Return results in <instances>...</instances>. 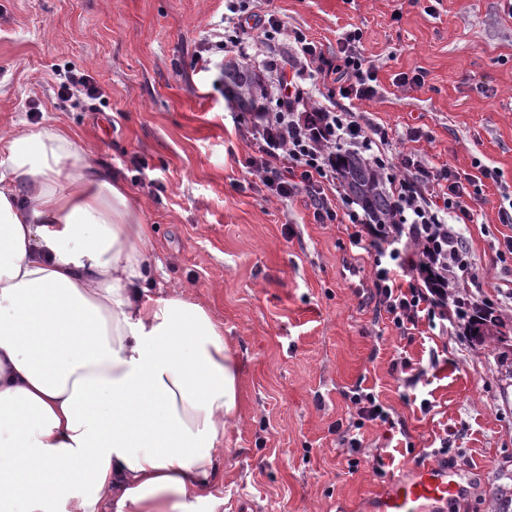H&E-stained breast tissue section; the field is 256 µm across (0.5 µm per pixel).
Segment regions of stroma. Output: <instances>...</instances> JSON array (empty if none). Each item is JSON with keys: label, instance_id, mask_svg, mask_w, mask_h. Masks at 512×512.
Returning a JSON list of instances; mask_svg holds the SVG:
<instances>
[{"label": "stroma", "instance_id": "obj_1", "mask_svg": "<svg viewBox=\"0 0 512 512\" xmlns=\"http://www.w3.org/2000/svg\"><path fill=\"white\" fill-rule=\"evenodd\" d=\"M505 0H267L289 30L332 53L363 32L379 67L365 109L392 131L420 127L429 166L453 163L485 182L469 243L475 304H498L512 272L496 251L498 184L512 187V13ZM224 0H0V130L17 121L75 131L129 189L151 226V294L186 285L224 324L239 357L240 418L224 439L215 512H370L390 480L447 448L474 474L438 512H495L512 491V385L495 352L473 346L464 322L401 336L378 312L374 256L342 224H320L307 197L264 198L244 186L248 151L239 111L224 97L222 57L193 60ZM102 95L61 97L68 70ZM422 71L421 86L396 84ZM406 360L409 371L395 370ZM369 388L405 425L365 423L358 448L340 432L349 396ZM358 468L349 471L347 461ZM383 474H376L377 461Z\"/></svg>", "mask_w": 512, "mask_h": 512}]
</instances>
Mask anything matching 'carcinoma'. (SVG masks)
Listing matches in <instances>:
<instances>
[{"mask_svg": "<svg viewBox=\"0 0 512 512\" xmlns=\"http://www.w3.org/2000/svg\"><path fill=\"white\" fill-rule=\"evenodd\" d=\"M258 89L259 78L250 69L237 61L224 63V96L233 101L240 110L252 101ZM336 179L346 196L364 206L371 223L385 226L394 224L397 215L386 191L382 173L364 156L336 147ZM445 288L444 299L455 307L458 317L465 321L469 337L479 345L490 346L505 358L503 336L512 333V324L496 308L485 305L474 307L466 295Z\"/></svg>", "mask_w": 512, "mask_h": 512, "instance_id": "1", "label": "carcinoma"}]
</instances>
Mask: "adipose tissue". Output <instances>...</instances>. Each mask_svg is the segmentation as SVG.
Wrapping results in <instances>:
<instances>
[{
  "instance_id": "1",
  "label": "adipose tissue",
  "mask_w": 512,
  "mask_h": 512,
  "mask_svg": "<svg viewBox=\"0 0 512 512\" xmlns=\"http://www.w3.org/2000/svg\"><path fill=\"white\" fill-rule=\"evenodd\" d=\"M77 133H0V512H213L242 365Z\"/></svg>"
}]
</instances>
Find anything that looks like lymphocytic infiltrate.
<instances>
[{
    "mask_svg": "<svg viewBox=\"0 0 512 512\" xmlns=\"http://www.w3.org/2000/svg\"><path fill=\"white\" fill-rule=\"evenodd\" d=\"M283 33L288 36L287 65L294 78L286 80L284 67L276 59L265 62L275 107L241 114L242 134L249 147L243 168L278 198L309 197L318 223L352 225L349 241L352 246L373 249L379 304L401 333L445 318L446 304L434 289L400 278L406 253L402 243L407 240L432 248V261L447 282L461 277L476 282L479 269L471 257L466 229L474 223L482 201L483 180L497 179V171L483 166L474 177L447 163L425 166L412 152H392L393 143L416 142L425 133L408 128L390 134L367 112L352 108V101H370L377 95L378 67L363 53L360 29L347 30L335 53L328 56L302 31L284 32L275 15L261 10L260 0H224L223 24L209 34L204 50L244 58L250 43L265 44ZM317 83L346 99L347 107L312 105L308 88ZM340 143L364 150L381 147V154L372 158L381 167L388 157L396 158L401 176L390 197L402 214V223L382 228L357 210H340L329 194L336 184L335 151Z\"/></svg>",
    "mask_w": 512,
    "mask_h": 512,
    "instance_id": "f902f5d3",
    "label": "lymphocytic infiltrate"
}]
</instances>
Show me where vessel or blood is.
Returning a JSON list of instances; mask_svg holds the SVG:
<instances>
[{"instance_id": "b4317fda", "label": "vessel or blood", "mask_w": 512, "mask_h": 512, "mask_svg": "<svg viewBox=\"0 0 512 512\" xmlns=\"http://www.w3.org/2000/svg\"><path fill=\"white\" fill-rule=\"evenodd\" d=\"M465 486L455 470L431 460L419 465L407 479L392 480L374 504V512H432L436 504L461 497Z\"/></svg>"}]
</instances>
